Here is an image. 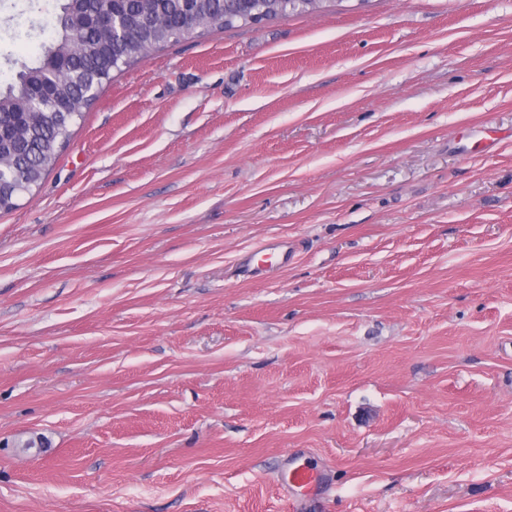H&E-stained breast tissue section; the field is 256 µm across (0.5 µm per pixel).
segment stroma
Returning a JSON list of instances; mask_svg holds the SVG:
<instances>
[{"mask_svg":"<svg viewBox=\"0 0 512 512\" xmlns=\"http://www.w3.org/2000/svg\"><path fill=\"white\" fill-rule=\"evenodd\" d=\"M63 4L0 0L1 88ZM0 512H512V0L114 72L0 214ZM283 246V243L276 241H267L265 243H261L241 258L240 267L243 268L244 272L249 273L251 276H264L267 272L270 271L271 267L260 264L256 260L257 256L260 254L268 253L276 254V251ZM322 483L318 472L304 464L288 469L286 485L294 494L304 497L320 489Z\"/></svg>","mask_w":512,"mask_h":512,"instance_id":"stroma-1","label":"stroma"}]
</instances>
